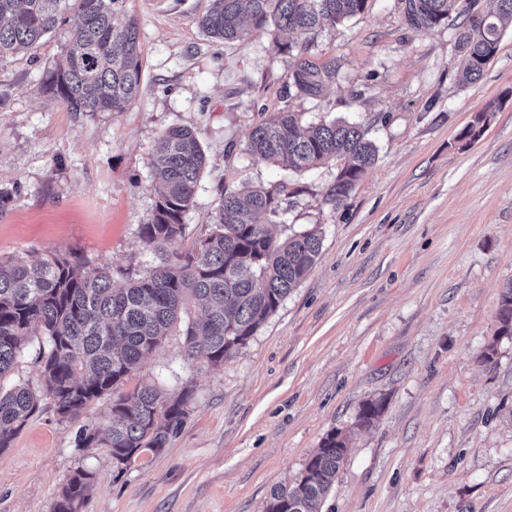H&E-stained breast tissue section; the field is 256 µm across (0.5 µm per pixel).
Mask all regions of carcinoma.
<instances>
[{"mask_svg": "<svg viewBox=\"0 0 512 512\" xmlns=\"http://www.w3.org/2000/svg\"><path fill=\"white\" fill-rule=\"evenodd\" d=\"M126 0H0V57L37 48L70 12L79 24L43 92L74 112H121L140 93L142 48L136 23L114 24ZM405 23L431 32L464 16L457 47L465 66L460 83L479 81L499 48L503 24L512 22V0H496L492 12L467 11L460 0H400ZM368 0H211L199 26L210 38L234 42L257 32L293 54L288 97L316 99L336 83L339 66L316 64L308 53L317 33L363 13ZM294 39L279 41V33ZM487 111L474 116L459 139L477 140ZM243 151L282 170L309 171L330 161L337 174L324 202L333 209L372 169L377 147L361 124L345 118L307 122L289 107L258 121ZM158 195L139 238L158 259L125 288L113 285L105 265L88 266L76 256L37 253L0 260V378L11 371L26 337H45L42 393L62 420H71L93 400L112 394L105 428L79 430L80 448H104L121 477L145 452H160L186 421L191 392L166 393L155 385L121 390L124 382L174 328L181 329L191 361L218 365L235 354L273 315L314 265L321 250L316 231L278 240L286 186H257L247 193L224 190L209 233L186 252L169 246L184 237V219L194 207L205 155L194 131H163L149 159ZM501 336H512V281L500 295ZM40 393V394H42ZM40 394L25 384L0 392V452L41 407ZM384 401L362 404L358 421L370 425ZM347 452L341 432L327 434L310 456L307 474L272 495L267 512H320ZM90 474L76 471L61 489L53 512H78Z\"/></svg>", "mask_w": 512, "mask_h": 512, "instance_id": "obj_1", "label": "carcinoma"}]
</instances>
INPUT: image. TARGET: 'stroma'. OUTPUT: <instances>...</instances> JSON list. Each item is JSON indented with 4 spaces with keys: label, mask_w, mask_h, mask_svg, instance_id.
<instances>
[{
    "label": "stroma",
    "mask_w": 512,
    "mask_h": 512,
    "mask_svg": "<svg viewBox=\"0 0 512 512\" xmlns=\"http://www.w3.org/2000/svg\"><path fill=\"white\" fill-rule=\"evenodd\" d=\"M209 0H126L143 49L141 92L121 112H74L39 85L76 17L37 49L0 60V258L75 254L115 286L152 264L138 229L156 192L159 135L196 131L206 155L176 251L211 228L221 188L284 184L276 237L316 229L321 253L301 283L224 363L188 360L171 333L132 384L189 387L191 411L161 452L123 476L102 448L75 444L112 399L62 421L43 401L0 454V512H51L76 470L91 475L79 512H266L331 430L349 451L321 512H512V337L498 335L512 281V27L480 81L461 86L457 29L423 33L400 0L319 34L311 59L341 61L317 99L284 101L293 59L268 37L221 44L198 25ZM361 123L378 160L334 209L335 166L283 171L244 153L261 115ZM483 135L460 141L485 108ZM496 344L494 364L482 354ZM384 399L359 427L363 402Z\"/></svg>",
    "instance_id": "35a3bbf8"
}]
</instances>
